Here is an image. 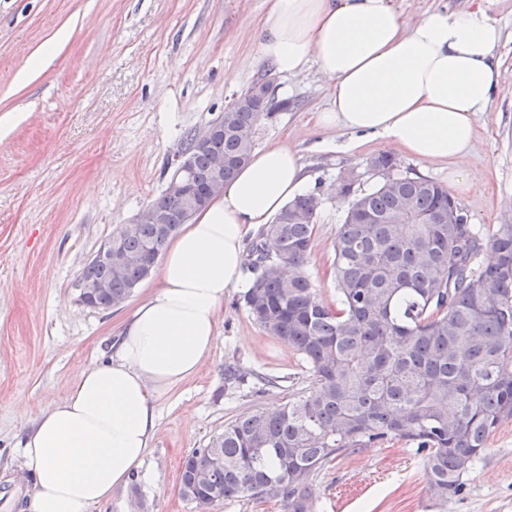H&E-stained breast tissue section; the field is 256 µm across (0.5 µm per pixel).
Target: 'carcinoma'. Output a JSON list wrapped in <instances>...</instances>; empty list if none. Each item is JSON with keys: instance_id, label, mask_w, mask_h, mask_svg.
Wrapping results in <instances>:
<instances>
[{"instance_id": "cac0c4a2", "label": "carcinoma", "mask_w": 512, "mask_h": 512, "mask_svg": "<svg viewBox=\"0 0 512 512\" xmlns=\"http://www.w3.org/2000/svg\"><path fill=\"white\" fill-rule=\"evenodd\" d=\"M288 109L265 77L233 98L206 146L187 132L176 155L191 157L182 179L212 195L214 161L230 182L253 152L258 123ZM386 153L365 169L380 177L355 196L334 241L340 307L322 302L305 273L322 194L290 201L250 242L255 273L244 295L251 318L296 350L309 388L279 408L239 414L185 459L180 495L204 507L277 500L283 512H312L310 484L333 460L392 439L426 453L427 489L440 502L459 495L463 476L490 435L512 420V224L482 236L448 187L396 174ZM148 207L162 223L126 224L120 265L87 262L78 282L112 278L91 298L106 311L150 275L146 251L161 255L194 216L165 189Z\"/></svg>"}]
</instances>
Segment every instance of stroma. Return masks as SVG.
Instances as JSON below:
<instances>
[{
	"mask_svg": "<svg viewBox=\"0 0 512 512\" xmlns=\"http://www.w3.org/2000/svg\"><path fill=\"white\" fill-rule=\"evenodd\" d=\"M266 0H0V512H21L25 476L16 448L23 428L107 352L124 320L149 295L146 278L120 307L78 301V276L100 245L166 187L187 131L206 129L241 91L269 73L255 59ZM500 75L489 111L464 163L471 187L455 191L468 223L512 224V0H501ZM54 56L27 72L46 45ZM237 76L235 84L225 73ZM288 111L262 120L255 149L274 142L301 150L311 188L324 203L306 274L322 301L337 306L333 243L347 201L336 186L367 158L394 157L401 174L447 183L448 166L421 163L379 136L353 151L350 132L319 130L316 112L330 88L316 70L274 76ZM248 374L224 382V366ZM278 387L262 389L261 377ZM310 383L300 355L250 319L243 293L230 291L213 348L199 372L158 400L159 426L136 487L113 492L94 512H282L250 500L200 507L179 493L185 457L225 423L260 405L279 406ZM446 505L427 490L425 454L385 441L338 457L313 479L314 512H512V421L501 424Z\"/></svg>",
	"mask_w": 512,
	"mask_h": 512,
	"instance_id": "obj_1",
	"label": "stroma"
}]
</instances>
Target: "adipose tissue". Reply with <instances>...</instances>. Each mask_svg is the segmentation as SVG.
I'll use <instances>...</instances> for the list:
<instances>
[{
    "label": "adipose tissue",
    "mask_w": 512,
    "mask_h": 512,
    "mask_svg": "<svg viewBox=\"0 0 512 512\" xmlns=\"http://www.w3.org/2000/svg\"><path fill=\"white\" fill-rule=\"evenodd\" d=\"M499 0H469L408 21L396 0H266L260 60L279 74L316 68L331 85L323 130L378 135L422 163L461 161L497 85ZM309 188L303 156L280 143L254 152L222 194L168 242L155 290L125 321L107 354L24 429L29 483L23 512H93L142 465L159 397L194 376L210 353L230 290L250 286L245 237Z\"/></svg>",
    "instance_id": "1"
}]
</instances>
